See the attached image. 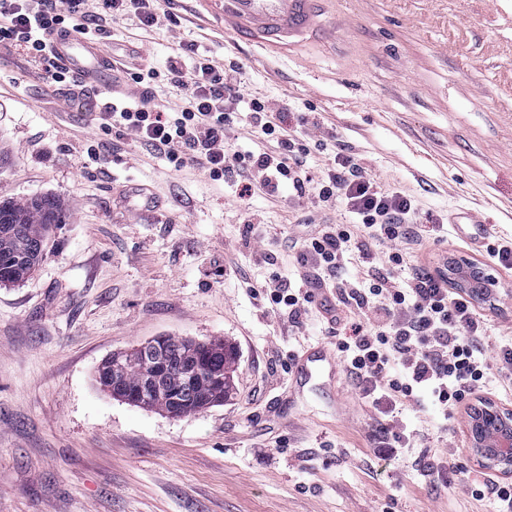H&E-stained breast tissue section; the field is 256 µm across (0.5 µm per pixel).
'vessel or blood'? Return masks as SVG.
Returning <instances> with one entry per match:
<instances>
[{"instance_id":"obj_1","label":"vessel or blood","mask_w":512,"mask_h":512,"mask_svg":"<svg viewBox=\"0 0 512 512\" xmlns=\"http://www.w3.org/2000/svg\"><path fill=\"white\" fill-rule=\"evenodd\" d=\"M319 0H224V28L239 38L285 51L321 32ZM55 60L89 88L123 93L127 87L101 46L76 36H52ZM335 350L318 344L305 348L295 361L293 383L305 388L315 376L335 375Z\"/></svg>"}]
</instances>
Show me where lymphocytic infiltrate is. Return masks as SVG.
<instances>
[{
	"instance_id": "f902f5d3",
	"label": "lymphocytic infiltrate",
	"mask_w": 512,
	"mask_h": 512,
	"mask_svg": "<svg viewBox=\"0 0 512 512\" xmlns=\"http://www.w3.org/2000/svg\"><path fill=\"white\" fill-rule=\"evenodd\" d=\"M101 6L95 12L89 0H0V45L22 48L48 79L70 84L69 71L50 51L51 35L97 39L104 11L114 17L135 16L143 28L151 29L162 11L160 0H101ZM162 76L186 91V103L176 111H161L154 102L153 86ZM129 78L138 97L124 107L112 103L100 108L94 120L101 131L134 136L176 166H201L212 179H239L246 193L257 185L275 197L290 187L301 197L311 192L320 202L344 204L353 225H323L316 236L299 244L296 260L346 310V332L336 347L346 376L385 415L374 440L380 459L399 458L413 445L399 424V408L428 397L448 415L485 390V319L471 300L449 288L445 274L422 270L402 283L382 275L364 288L339 275L354 238L390 244L387 262L394 268L420 244L423 235L413 222L414 204L403 190L381 187L354 158L340 154L321 180L313 181L307 150L287 137L276 152H231L227 132L240 104H247L266 135L275 130L267 117L269 106L248 97L195 44H181L165 71L149 67Z\"/></svg>"
}]
</instances>
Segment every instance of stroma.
<instances>
[{"instance_id": "1", "label": "stroma", "mask_w": 512, "mask_h": 512, "mask_svg": "<svg viewBox=\"0 0 512 512\" xmlns=\"http://www.w3.org/2000/svg\"><path fill=\"white\" fill-rule=\"evenodd\" d=\"M336 36L262 57L225 34L216 6L172 0L141 29L103 21V47L164 69L193 42L306 144L313 178L336 153L415 201L429 237L408 262L438 273L475 261L497 285L477 309L489 347L512 341V271L450 222L467 212L512 240V0H324ZM98 145V157L87 154ZM144 186L155 200L125 194ZM62 197L69 223L25 283L0 286V512H497L475 497L487 472L469 417L415 406L401 414L413 446L371 452L378 415L349 381L290 393L304 348L332 345L310 309L293 326L262 292L270 275L301 287L294 242L346 224L341 202L284 192L241 195L198 165L177 168L132 137L112 139L66 88L13 47L0 48V199ZM157 336L224 338L238 354L223 404L180 417L112 399L98 364ZM452 454L450 488L430 474Z\"/></svg>"}]
</instances>
